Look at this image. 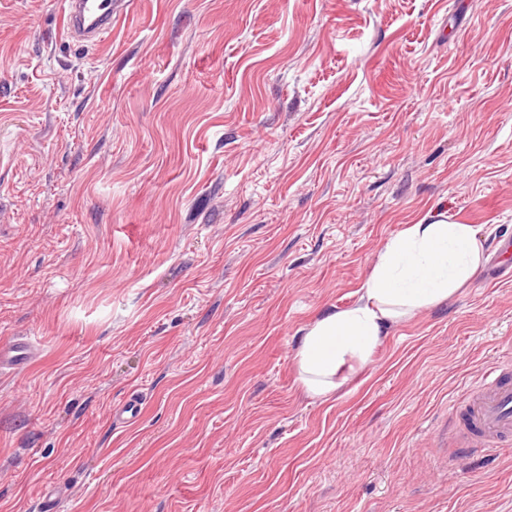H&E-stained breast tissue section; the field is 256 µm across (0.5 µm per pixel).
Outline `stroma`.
I'll use <instances>...</instances> for the list:
<instances>
[{
    "label": "stroma",
    "instance_id": "35a3bbf8",
    "mask_svg": "<svg viewBox=\"0 0 512 512\" xmlns=\"http://www.w3.org/2000/svg\"><path fill=\"white\" fill-rule=\"evenodd\" d=\"M0 0V512H512L451 420L512 361L490 264L326 399L295 354L393 236H512V0ZM138 398L137 417L114 411ZM115 0H68L69 33L90 42L100 41L112 31V6ZM34 346L23 338H13L0 344V369L19 370L36 356Z\"/></svg>",
    "mask_w": 512,
    "mask_h": 512
}]
</instances>
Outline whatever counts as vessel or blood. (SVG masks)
Listing matches in <instances>:
<instances>
[{
  "instance_id": "vessel-or-blood-1",
  "label": "vessel or blood",
  "mask_w": 512,
  "mask_h": 512,
  "mask_svg": "<svg viewBox=\"0 0 512 512\" xmlns=\"http://www.w3.org/2000/svg\"><path fill=\"white\" fill-rule=\"evenodd\" d=\"M113 0H67L73 37L100 41L112 29ZM36 356L34 346L22 338L0 343V369L19 370ZM468 439L487 451L512 443V369L497 364L483 373L463 404L454 406Z\"/></svg>"
}]
</instances>
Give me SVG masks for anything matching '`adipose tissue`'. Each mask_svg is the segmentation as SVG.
<instances>
[{
	"label": "adipose tissue",
	"instance_id": "1",
	"mask_svg": "<svg viewBox=\"0 0 512 512\" xmlns=\"http://www.w3.org/2000/svg\"><path fill=\"white\" fill-rule=\"evenodd\" d=\"M482 261L477 232L468 224L418 223L389 239L357 302L326 312L305 328L295 355L305 394L334 393L342 366L367 362L393 324L448 301Z\"/></svg>",
	"mask_w": 512,
	"mask_h": 512
}]
</instances>
